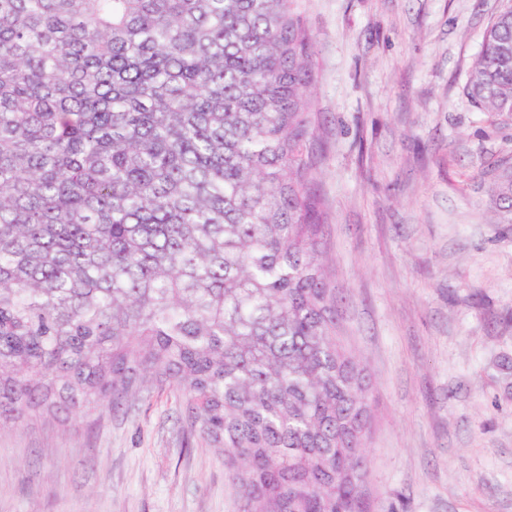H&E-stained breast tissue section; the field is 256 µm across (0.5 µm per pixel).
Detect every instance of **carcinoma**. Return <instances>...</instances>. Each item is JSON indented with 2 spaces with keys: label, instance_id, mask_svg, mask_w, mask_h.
Wrapping results in <instances>:
<instances>
[{
  "label": "carcinoma",
  "instance_id": "obj_1",
  "mask_svg": "<svg viewBox=\"0 0 512 512\" xmlns=\"http://www.w3.org/2000/svg\"><path fill=\"white\" fill-rule=\"evenodd\" d=\"M296 0H0V416L175 382L250 512H357ZM466 95L512 116V0ZM512 224V157L491 166Z\"/></svg>",
  "mask_w": 512,
  "mask_h": 512
}]
</instances>
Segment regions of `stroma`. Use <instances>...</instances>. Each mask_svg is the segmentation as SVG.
Here are the masks:
<instances>
[{
  "mask_svg": "<svg viewBox=\"0 0 512 512\" xmlns=\"http://www.w3.org/2000/svg\"><path fill=\"white\" fill-rule=\"evenodd\" d=\"M309 162L340 334L370 405L364 512H512V119L464 87L502 0H297ZM0 512H248L171 382L119 409L0 421ZM492 192L499 211V224H512V157L491 166Z\"/></svg>",
  "mask_w": 512,
  "mask_h": 512,
  "instance_id": "obj_1",
  "label": "stroma"
}]
</instances>
